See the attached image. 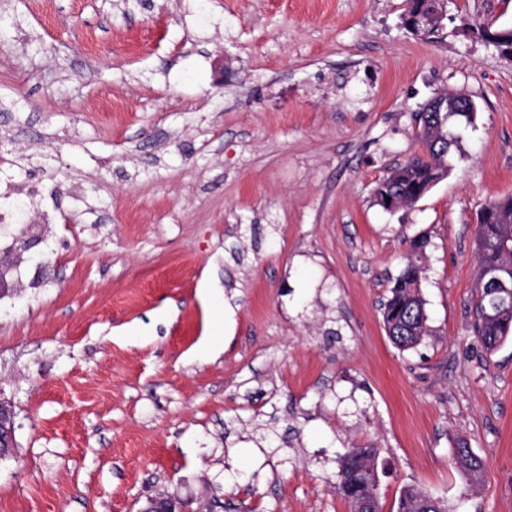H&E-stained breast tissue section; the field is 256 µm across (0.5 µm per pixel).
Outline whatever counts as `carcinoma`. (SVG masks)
<instances>
[{"label":"carcinoma","mask_w":512,"mask_h":512,"mask_svg":"<svg viewBox=\"0 0 512 512\" xmlns=\"http://www.w3.org/2000/svg\"><path fill=\"white\" fill-rule=\"evenodd\" d=\"M403 24L415 34L434 33L438 22L423 29L424 19L443 9L444 0H405ZM466 103L468 112H450L447 105ZM441 104V111L430 108ZM477 112L475 103L463 94H441L432 98L420 114L424 115L416 126L417 139L423 152L404 164L390 169L375 189L376 202L390 209L387 198H392L398 207L414 206L440 179L448 173V156L457 146L459 136L453 124L472 123ZM483 211L488 213L484 223L477 225L476 238L486 243L479 254V264L488 267H503L512 281V195L489 202ZM422 269L414 261L405 266L391 288V296L381 306L382 320L388 336L401 350H410L420 345L427 335L426 302L420 292ZM488 299L483 305H475L474 335L488 351L496 350L512 336V310L494 317ZM376 449L368 447L350 448L340 456L337 472V490L348 506V512H358L361 503L368 501L371 512H381L378 497V474L375 466ZM454 463L467 486L481 481L484 471L483 459L461 442L454 449ZM396 512H454L448 501L429 495L421 489L408 485L395 501Z\"/></svg>","instance_id":"carcinoma-1"}]
</instances>
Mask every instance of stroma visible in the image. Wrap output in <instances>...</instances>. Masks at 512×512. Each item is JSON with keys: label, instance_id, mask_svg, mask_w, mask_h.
<instances>
[{"label": "stroma", "instance_id": "35a3bbf8", "mask_svg": "<svg viewBox=\"0 0 512 512\" xmlns=\"http://www.w3.org/2000/svg\"><path fill=\"white\" fill-rule=\"evenodd\" d=\"M444 6L416 36L404 0H0V512H347L362 446L382 512L408 485L512 512V338L473 334L476 216L512 194V55L482 33L512 0ZM441 91L474 123L386 210ZM419 236L429 334L402 351L380 305ZM15 446V411L12 405L0 401V459L11 455ZM454 463L463 476L467 486H474L481 481L484 461L465 442L458 444L454 450ZM375 457L376 449L368 447L351 448L340 456L336 488L349 512H359L365 501L371 504L370 512H381Z\"/></svg>", "mask_w": 512, "mask_h": 512}]
</instances>
